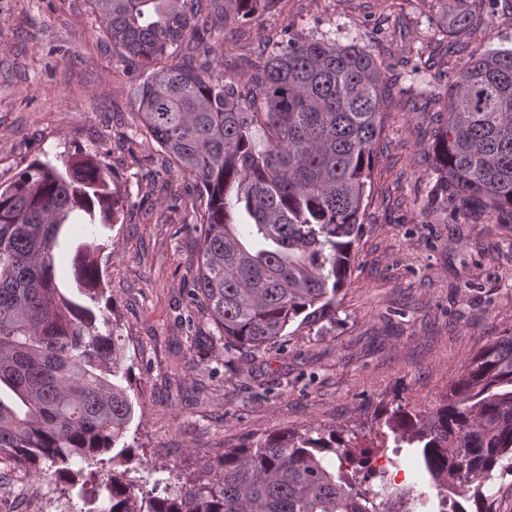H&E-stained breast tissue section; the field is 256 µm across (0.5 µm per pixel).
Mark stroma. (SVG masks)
<instances>
[{"mask_svg":"<svg viewBox=\"0 0 512 512\" xmlns=\"http://www.w3.org/2000/svg\"><path fill=\"white\" fill-rule=\"evenodd\" d=\"M292 33L359 43L386 70L363 230L335 315L292 323L274 347L228 354L223 341L194 342L215 331L186 296L203 194L138 130L143 69L113 51L86 0H0V183L34 159L83 153L111 170L123 197L98 232V263L126 341V440L144 461L131 476L147 492L179 493L205 452L301 426L361 436L381 408L435 404L488 339L512 330V224L433 195L448 84L466 61L512 47V0L455 46L433 0H283L229 23L224 38L247 66ZM166 467L173 475L156 484ZM389 476L414 512H436L411 456ZM10 486V512H83L62 487L0 465V491Z\"/></svg>","mask_w":512,"mask_h":512,"instance_id":"obj_1","label":"stroma"}]
</instances>
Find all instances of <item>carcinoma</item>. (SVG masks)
I'll use <instances>...</instances> for the list:
<instances>
[{
    "instance_id": "cac0c4a2",
    "label": "carcinoma",
    "mask_w": 512,
    "mask_h": 512,
    "mask_svg": "<svg viewBox=\"0 0 512 512\" xmlns=\"http://www.w3.org/2000/svg\"><path fill=\"white\" fill-rule=\"evenodd\" d=\"M255 0H87L112 48L152 70L135 87L143 133L204 191L190 299L224 352L278 344L299 317L325 316L352 272L374 165L385 72L356 43L288 38L252 71L228 72L217 45ZM497 0H436L450 37H467ZM434 144L437 198L512 224V48L489 49L448 84ZM120 198L89 155L35 159L0 184V455L47 474L106 512H403L372 455L414 448L439 506L494 512L483 491L512 474V332L486 342L429 407L383 409L372 447L311 426L201 455L175 495L148 496L129 469L134 405L118 378L125 345L99 306L94 234ZM71 255V279L56 253ZM138 460V459H136ZM48 468H43V465ZM143 464V460H138Z\"/></svg>"
}]
</instances>
